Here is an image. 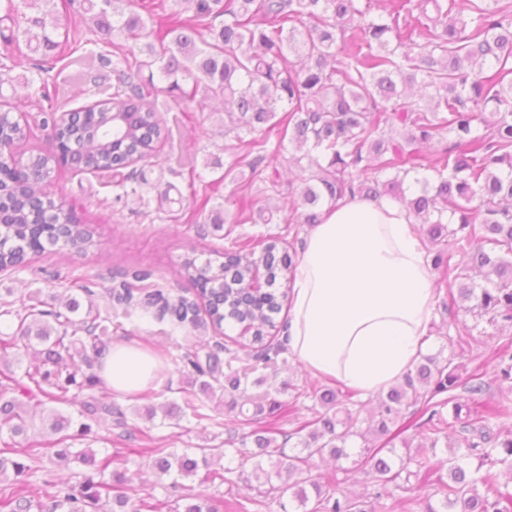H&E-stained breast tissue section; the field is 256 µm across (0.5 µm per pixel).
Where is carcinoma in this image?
<instances>
[{"label": "carcinoma", "instance_id": "1", "mask_svg": "<svg viewBox=\"0 0 512 512\" xmlns=\"http://www.w3.org/2000/svg\"><path fill=\"white\" fill-rule=\"evenodd\" d=\"M121 0H80V12L101 32L125 40L144 42L145 58L112 63V76L96 75L92 82L101 96L86 107L82 124H67L54 106L52 92L68 80L65 70L80 67L85 75L95 66L89 53L66 58L62 47L69 32L50 25L47 16L53 0H21L38 6L26 19L22 37L27 46L42 51L38 65L43 109L41 127L48 131L52 150L23 148L29 131L17 113L20 106L0 108V270L16 267L20 255L40 254L46 246L82 255L95 246L94 231L69 226L72 217L49 194L47 179L53 162H65L71 150L79 151L85 172L105 178L118 169L119 155L134 164L158 157L159 143L175 148L178 117L162 121L155 106L159 88L154 73L167 81L166 91L182 101L203 94L221 103L224 131L257 151L249 171L232 163L224 177L266 180L264 172L277 164L283 140L294 143L300 155L289 163L305 173L299 205L305 224H314L322 207L344 196L375 200L382 197L407 202L431 243L445 244L433 257V266L458 285L463 309L489 323L512 330V0H378L382 13L372 15L373 0H181L190 16L171 14L170 23L155 28L151 17L161 0H145V14L119 10ZM223 18L220 25L214 21ZM276 130L281 141L267 150L266 134ZM451 139L436 162H426L419 147ZM394 172L386 180L379 174ZM236 224H272L271 208L241 202ZM280 239L254 236L242 247L244 257L234 267L208 260L199 266L195 256L181 265V276L198 288L199 302L180 297L174 303L161 290L146 294L147 304L162 303L159 314L180 324L193 325L207 316L216 330L224 324L247 326L252 345L260 352L247 358L221 342L202 353L188 349L180 355L182 367L200 382L210 398L232 396L233 406L248 405L240 423L226 429L224 444L254 461L257 476L277 479L275 491L292 493L294 512H367L360 500L339 494L341 461L350 458L352 439H366L367 432L353 430V412L344 395L333 389L317 391L306 434L297 452L285 455L292 437L274 427L285 406L267 391L240 395L248 382L262 386L265 378H251L258 370L277 373L281 346L268 342L277 327L280 304L272 292L244 305L240 295L254 270L268 272L269 285L294 267L292 257L275 263ZM483 272L485 284L473 282L472 272ZM150 273H122L109 299L133 305L134 291ZM84 316L77 319L80 301L72 297L61 309L43 304L23 305L16 312L14 336L0 342L29 361L15 383L17 397L0 392V435L26 439L38 433L55 448L57 462L78 464L90 473L83 476L79 493L49 477L37 481L24 494L0 495V512H86L100 502L111 504L106 512H155L156 504L142 499L129 507L133 478L117 470L101 478L112 459L97 458L90 448H74L76 436L90 430L80 424L70 432L73 416L63 405L80 404L79 415L104 420L122 430L125 440L138 441V429L128 425L126 414L112 404L110 393L96 374L103 351L112 342V318L101 319L100 306L87 286ZM42 349L37 351L35 346ZM79 359L62 365L63 355ZM496 376L512 381V338L498 353ZM461 377L453 358L425 355L404 381L376 396L377 419L368 432L390 434V425L402 417V407L431 410L419 423L433 436L436 448L442 420L430 409L438 395L456 388ZM471 398L452 403L448 428L458 434V445L439 461L437 471L410 470L416 456L407 448L395 461L391 450L363 445L354 468L371 473L382 490L397 485L402 474L413 475L421 486H432L439 496L425 512H512V497L490 499L478 486H492L495 467L512 471V430L494 431L499 421L512 418V407L481 404L480 373L468 376ZM198 420H219L205 406L191 402L161 407L163 418L174 419L182 409ZM266 425L242 433L259 419ZM283 437L278 442L277 436ZM0 449V482L19 477L29 467ZM166 494L185 489L184 481L198 475L203 480L231 482L230 467H215L224 448L174 454L164 448H147ZM330 455L334 469L312 472L316 457ZM288 457L283 463L282 457ZM448 469L443 476L440 471ZM185 501L179 505V501ZM173 512H218L213 504L181 495Z\"/></svg>", "mask_w": 512, "mask_h": 512}]
</instances>
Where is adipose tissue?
<instances>
[{"mask_svg":"<svg viewBox=\"0 0 512 512\" xmlns=\"http://www.w3.org/2000/svg\"><path fill=\"white\" fill-rule=\"evenodd\" d=\"M437 304L432 265L413 216L389 199L343 198L302 238L289 291L288 351L313 375L365 396L402 383L428 346ZM163 366L118 343L101 358L113 392L149 391Z\"/></svg>","mask_w":512,"mask_h":512,"instance_id":"obj_1","label":"adipose tissue"}]
</instances>
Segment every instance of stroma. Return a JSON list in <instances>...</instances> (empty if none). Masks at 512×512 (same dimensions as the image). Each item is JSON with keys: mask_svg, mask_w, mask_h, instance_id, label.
I'll list each match as a JSON object with an SVG mask.
<instances>
[{"mask_svg": "<svg viewBox=\"0 0 512 512\" xmlns=\"http://www.w3.org/2000/svg\"><path fill=\"white\" fill-rule=\"evenodd\" d=\"M53 17L61 27L69 30L73 55L90 50L111 59L141 54V45L118 36H104L93 24L84 22L77 11L59 5ZM28 58L27 68L9 72L7 83L0 85V106L23 103L24 119L31 130L30 143L45 148L49 142L46 131L39 127L38 96L31 85L37 76L36 67L41 55L32 51ZM179 118L182 144L195 155L197 168L175 175L170 172L168 162L163 160L144 167L143 174L151 185L150 192L144 197L119 196L112 184L68 166L52 169L48 179L51 192L81 225L94 229L96 245L82 256L50 247L43 253L30 255L25 267L0 271V339L12 336L17 324L14 313L22 301L31 297L59 305L67 300L71 289L81 284L88 285L100 295L118 286L124 271L140 269L150 272L152 282L163 286L172 297L181 296L193 301L197 298L194 287L180 276L181 263L187 253H194L201 263L209 258L220 262L234 240L262 231L280 235V251L297 253L301 237L307 230L299 211L290 206L300 190L299 178L285 167L281 168L280 179L274 186L224 178L225 164L235 161L239 166H247L251 155L249 149L234 148L233 138L223 136V113L213 111L210 105L194 103L186 112L180 113ZM164 189L169 192L165 200L160 197ZM244 196L259 199L264 206L282 208L284 223L268 226L233 223L234 202ZM211 208L223 209L224 223L209 222L207 211ZM435 286L437 305L429 327L428 353L439 352L453 357L465 375L481 370L485 381L482 400L512 403V385L500 382L494 369L501 342L498 327L451 308L452 284L439 279ZM452 320L466 332L467 345L459 346L449 341L448 323ZM322 385L321 379L299 372L295 361L280 365L277 375L269 378L267 388L288 407L278 419L281 431L294 432L311 420L313 401L307 393ZM188 399L200 403L206 396L173 362L168 364L155 388L145 398L131 399L118 394L112 397L113 403L125 412L129 425L159 439L161 446L169 451L180 453L187 448L223 445L224 426L236 418L230 405L223 404L214 409L224 422L220 428L197 422L188 414L164 425L159 420L149 419L146 414L148 408L172 401L181 404ZM78 445L95 450L98 456H111L113 467L127 470L130 476L138 478L136 493L151 491L159 484L157 476L150 470L149 459L128 447L108 423H93L91 432L79 440ZM239 472L234 484L217 486L194 479L188 481L186 491L210 500L240 501L245 512H282L278 503L261 499L257 492L260 482L251 466L240 467ZM375 489L374 482L353 472L347 474L340 487L342 494L365 501L369 512H389L393 500H406L420 494L418 482L413 478L401 481L391 500L375 498Z\"/></svg>", "mask_w": 512, "mask_h": 512, "instance_id": "35a3bbf8", "label": "stroma"}]
</instances>
